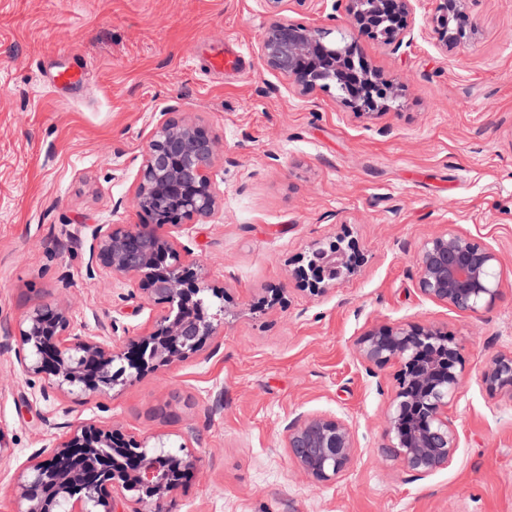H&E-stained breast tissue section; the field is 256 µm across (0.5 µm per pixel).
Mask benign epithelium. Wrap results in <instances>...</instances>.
<instances>
[{"label": "benign epithelium", "mask_w": 512, "mask_h": 512, "mask_svg": "<svg viewBox=\"0 0 512 512\" xmlns=\"http://www.w3.org/2000/svg\"><path fill=\"white\" fill-rule=\"evenodd\" d=\"M318 0H264L270 21L258 52L265 68L286 79L302 94L326 86L309 74L308 61L325 56L331 65L357 57L355 40L345 31L294 22L285 15L289 4L310 6ZM349 25L366 30L388 47L403 44L404 18L415 0H372L371 10L395 20L390 30L367 22L362 0H344ZM433 21L442 46L454 48L466 35L460 23L466 0H435ZM359 97L342 103L357 110L377 107L380 97L396 93L394 86L364 67ZM219 153L217 140L199 124L172 112L160 113L145 143L134 204L152 219L144 225L98 224L92 231L91 263L138 280L145 297L163 306L144 332L133 339L131 350L121 353L108 336H82L71 331L66 307L43 305L18 324L24 353H16L21 370L45 377L57 393L75 384L84 392H103L136 375L155 372L198 353L206 337L217 333L221 321L204 312L210 291L202 266L187 264L173 238L157 231L210 220L220 208L211 169ZM330 254L341 270H350L357 258L356 244L331 241L315 249L294 275L313 295L325 293L337 278L326 276L318 257ZM418 290L437 304L476 314L488 308L500 292L490 271L501 264L500 253L454 225L428 237L419 251ZM365 363L400 365L398 389L387 419L385 448L417 479L448 468L460 447V434L449 415L463 378L460 347L439 328L411 324L378 325L356 343ZM482 386L491 394L512 397V351L488 360L481 371ZM112 427L94 421L74 429L53 448L32 457L19 476L15 512H44L37 486L53 477L54 491L70 504L69 512H160V503L179 487L173 470L191 473L190 456L156 453L146 442H116ZM285 445L300 469L318 482H331L350 469L356 454L355 435L342 417L300 414L286 427ZM74 448L90 456L128 455L132 466L122 477L111 478L107 469L82 474L66 466Z\"/></svg>", "instance_id": "benign-epithelium-1"}]
</instances>
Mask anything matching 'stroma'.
Wrapping results in <instances>:
<instances>
[{"mask_svg":"<svg viewBox=\"0 0 512 512\" xmlns=\"http://www.w3.org/2000/svg\"><path fill=\"white\" fill-rule=\"evenodd\" d=\"M434 7L417 0L400 48L359 37L369 65L405 86L394 109L368 114L262 66V0H0V326L65 302L76 333L121 347L161 313L134 278L91 269L90 245L95 225L147 223L134 189L164 112L220 145L219 212L172 235L230 311L185 361L47 400V379L21 371L10 337L0 512H13L29 458L87 420L195 459L166 512H512V397L479 381L490 356L512 351V0H467L477 31L449 51ZM214 49L243 51L241 70L208 72ZM79 68L78 86L50 89ZM450 225L502 256L500 295L477 315L417 290L424 240ZM344 235L358 241L360 266L324 295L299 289L300 258ZM406 322L462 347L450 410L461 446L420 480L384 447L398 365L356 355L373 325ZM300 414L353 429L354 463L331 483L288 454L284 429Z\"/></svg>","mask_w":512,"mask_h":512,"instance_id":"obj_1","label":"stroma"}]
</instances>
